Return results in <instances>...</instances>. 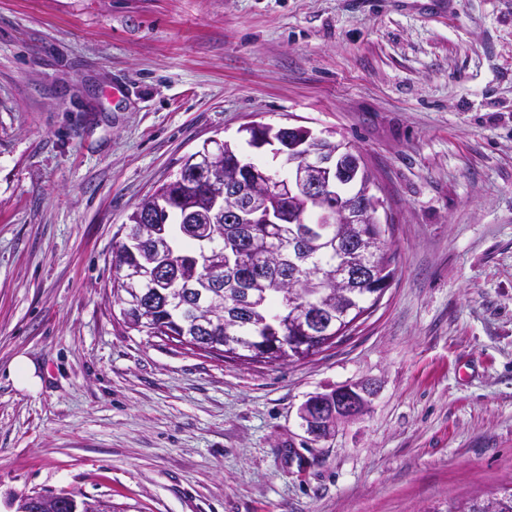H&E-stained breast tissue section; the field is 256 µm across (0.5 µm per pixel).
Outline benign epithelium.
<instances>
[{"label": "benign epithelium", "instance_id": "7a95c632", "mask_svg": "<svg viewBox=\"0 0 512 512\" xmlns=\"http://www.w3.org/2000/svg\"><path fill=\"white\" fill-rule=\"evenodd\" d=\"M240 139L257 150L275 147L273 153L288 156V178L254 184L237 177L233 181L221 178L219 162L224 159V141L212 138L185 159L187 166L207 189L212 209L224 212L231 224H250L264 218L269 224L279 220L271 218V202L280 195L292 197L318 213V225L305 229L307 235L326 236L325 224H378V211L383 200L370 191L375 182L363 156L333 133L317 135L304 126L274 128L269 125L247 124L239 129ZM137 223L124 227L125 245L146 238L155 246V260L124 264L119 269L120 279L128 285L149 283L157 288L166 283L180 281L186 288L198 286L196 276L203 275L206 287L221 286L219 272L222 263L207 246L214 236L212 225L195 229L204 232L200 242L202 251L193 259H177L169 252L164 236V225L146 223L147 216L135 212ZM344 254L343 272L336 277V292L372 281V260L367 258L368 248L364 234L348 238L341 244ZM303 345L300 336H280L274 348L281 360L290 359V351ZM375 388L369 384L340 386L326 393L310 396L300 408V419L307 434L319 441L332 436L336 426L363 415L370 407ZM54 500L37 502L24 497L19 512H53Z\"/></svg>", "mask_w": 512, "mask_h": 512}]
</instances>
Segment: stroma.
I'll return each instance as SVG.
<instances>
[{"instance_id": "stroma-1", "label": "stroma", "mask_w": 512, "mask_h": 512, "mask_svg": "<svg viewBox=\"0 0 512 512\" xmlns=\"http://www.w3.org/2000/svg\"><path fill=\"white\" fill-rule=\"evenodd\" d=\"M334 131L389 288L302 361L128 329L112 248L205 140ZM30 359L38 391L8 375ZM375 384L312 441L317 392ZM512 483V0H0V512H445Z\"/></svg>"}]
</instances>
